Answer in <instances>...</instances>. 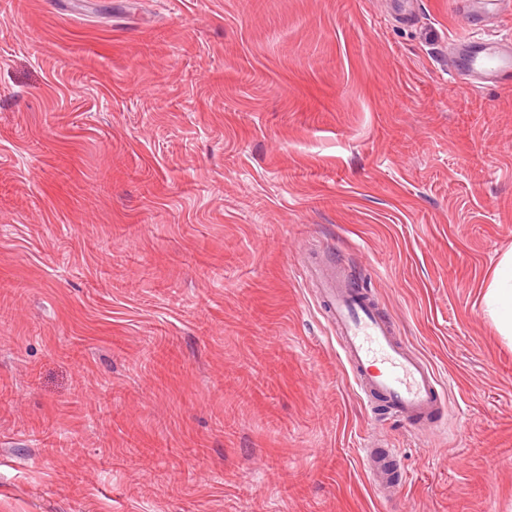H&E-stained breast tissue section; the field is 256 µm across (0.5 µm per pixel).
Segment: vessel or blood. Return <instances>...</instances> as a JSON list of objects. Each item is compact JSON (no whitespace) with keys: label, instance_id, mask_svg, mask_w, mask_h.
I'll list each match as a JSON object with an SVG mask.
<instances>
[{"label":"vessel or blood","instance_id":"1","mask_svg":"<svg viewBox=\"0 0 512 512\" xmlns=\"http://www.w3.org/2000/svg\"><path fill=\"white\" fill-rule=\"evenodd\" d=\"M472 32L452 46L453 69L470 88L491 83L512 85V35L483 33L486 20L512 9V0H468ZM329 324L336 332L343 366L361 394L381 397L392 418L418 430L441 425L450 409L446 385L432 365L399 336L370 290L357 289L342 278L331 255L317 257L307 267ZM398 449L379 462L373 447L362 450L361 465L374 488L384 497L395 494L389 463L399 460Z\"/></svg>","mask_w":512,"mask_h":512}]
</instances>
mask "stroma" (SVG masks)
<instances>
[{
	"label": "stroma",
	"mask_w": 512,
	"mask_h": 512,
	"mask_svg": "<svg viewBox=\"0 0 512 512\" xmlns=\"http://www.w3.org/2000/svg\"><path fill=\"white\" fill-rule=\"evenodd\" d=\"M469 25L0 0V512H512V341L482 302L512 87L451 73ZM326 250L446 378L442 433L354 391L305 276ZM362 448L361 465L374 488L384 497L391 499L395 495L396 485L394 484L388 472L386 464L400 461V453L398 448H389L387 451V459L379 462L374 453L375 445H365Z\"/></svg>",
	"instance_id": "stroma-1"
}]
</instances>
